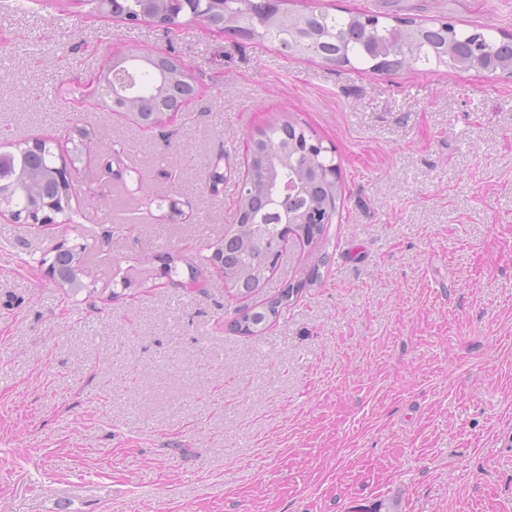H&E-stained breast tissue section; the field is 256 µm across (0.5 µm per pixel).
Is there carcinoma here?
I'll list each match as a JSON object with an SVG mask.
<instances>
[{"label":"carcinoma","instance_id":"carcinoma-1","mask_svg":"<svg viewBox=\"0 0 512 512\" xmlns=\"http://www.w3.org/2000/svg\"><path fill=\"white\" fill-rule=\"evenodd\" d=\"M297 0H283L273 13L265 14L250 0H121L123 19H161L171 25L181 17L200 21L220 31L236 28L253 40L272 39L293 56H316L328 65L362 72H379L408 61L427 67L451 66L497 71L512 76V49L507 40L494 38L486 29L461 30L448 18L426 26L412 17H397L395 24H382L377 14L352 12L347 17L324 14L315 9H294ZM137 76L143 93L127 101L112 103L113 112H145L155 128L168 122L169 110L177 103L189 104L196 77L182 70L174 55L157 56L145 49ZM71 163L101 149L102 142L85 127L68 135ZM248 174L239 191L235 230L213 245L211 260L222 265L224 281L238 295L252 298L262 291L265 272L282 241L270 235L291 220L289 230L308 243L327 238L339 187L337 166L307 139L295 122L273 123L258 132L248 150ZM72 184L61 174L56 154L43 138L0 152V206L11 209L17 219L46 216L56 223L71 211ZM49 268L59 285L78 292L80 256L76 248L57 246ZM173 284L189 293L204 290L200 271L193 269L187 280ZM292 288L264 300L240 317L238 324H251L249 334L262 332L293 298Z\"/></svg>","mask_w":512,"mask_h":512}]
</instances>
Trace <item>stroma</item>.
I'll return each mask as SVG.
<instances>
[{
  "instance_id": "obj_1",
  "label": "stroma",
  "mask_w": 512,
  "mask_h": 512,
  "mask_svg": "<svg viewBox=\"0 0 512 512\" xmlns=\"http://www.w3.org/2000/svg\"><path fill=\"white\" fill-rule=\"evenodd\" d=\"M512 34V0H320ZM135 48L203 94L141 132L63 100ZM297 120L336 153L327 239L290 237L248 336L213 266L249 139ZM103 147L73 220L0 218V512H512V77L409 63L358 73L201 23L0 0V145L74 125ZM221 172L224 182L213 185ZM84 246L67 295L43 259ZM172 264H175L174 257H169L167 262L164 265V272L166 275L170 276L171 282L174 284L175 288H183L189 293L201 292L205 288V283L200 278V271L197 268H193L191 271V275L187 280H174L172 279L173 272H176L175 266L172 267ZM174 268V271H173ZM293 296L292 287H286L277 296L266 299L253 308L246 310L238 321L239 329L241 330L244 320L251 324L252 330L247 329V332L253 336L258 335L270 321L279 316L281 310L288 305Z\"/></svg>"
}]
</instances>
